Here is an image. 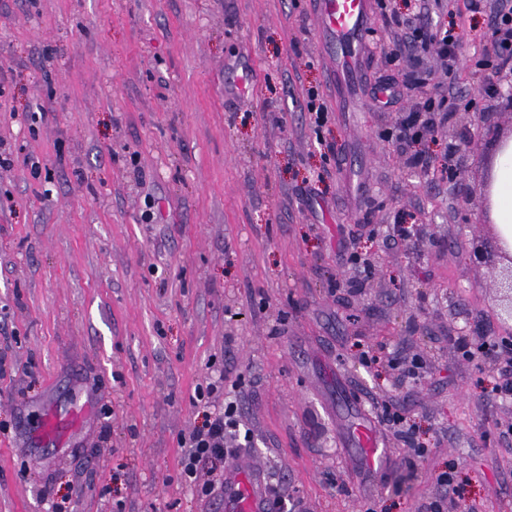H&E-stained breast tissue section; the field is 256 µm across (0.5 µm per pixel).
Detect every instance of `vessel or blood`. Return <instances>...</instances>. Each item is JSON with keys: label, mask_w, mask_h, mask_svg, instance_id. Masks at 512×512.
Masks as SVG:
<instances>
[{"label": "vessel or blood", "mask_w": 512, "mask_h": 512, "mask_svg": "<svg viewBox=\"0 0 512 512\" xmlns=\"http://www.w3.org/2000/svg\"><path fill=\"white\" fill-rule=\"evenodd\" d=\"M315 17L326 37L323 43L327 57L335 59L336 67L351 74L354 62L348 49L362 42L373 20L370 0H315ZM79 426L78 421L60 423L54 415H47L40 425L42 439L62 442ZM357 442L368 467L377 468L386 459L377 432L369 425H361ZM224 512H268V492L260 470L247 458H240L224 473Z\"/></svg>", "instance_id": "b4317fda"}]
</instances>
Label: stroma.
<instances>
[{
  "instance_id": "obj_1",
  "label": "stroma",
  "mask_w": 512,
  "mask_h": 512,
  "mask_svg": "<svg viewBox=\"0 0 512 512\" xmlns=\"http://www.w3.org/2000/svg\"><path fill=\"white\" fill-rule=\"evenodd\" d=\"M311 3L0 0V151L15 159L0 169V512H224L181 468L194 389L218 375L247 455L300 512H426L451 468L466 490L453 512H512V399L492 393L504 363L453 346L506 334L493 273L462 256L493 230L455 191L479 189L495 144L453 121L397 142L419 92L386 112L365 84L412 59L387 62L374 18L357 83L337 85ZM471 25L447 104L512 127L486 92L499 75L475 67L496 51L493 20ZM309 87L331 112L318 134ZM418 150L427 168L408 164ZM391 357L420 359L424 385ZM83 405L69 442L36 439L47 413ZM365 420L390 459L375 475L354 438ZM382 416L384 423L390 430H392L395 437L410 445V448H413L412 462L424 460L427 455V450L419 447V444L415 443L411 427H407L404 422V418L399 413L392 411L390 403H384L382 407Z\"/></svg>"
}]
</instances>
